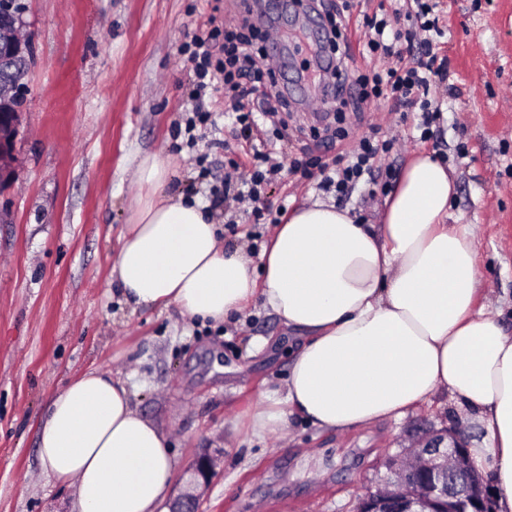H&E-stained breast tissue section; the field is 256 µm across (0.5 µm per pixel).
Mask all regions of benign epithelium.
Wrapping results in <instances>:
<instances>
[{
  "label": "benign epithelium",
  "instance_id": "obj_1",
  "mask_svg": "<svg viewBox=\"0 0 512 512\" xmlns=\"http://www.w3.org/2000/svg\"><path fill=\"white\" fill-rule=\"evenodd\" d=\"M26 12L24 0H0V66L7 71L26 56L25 46L11 34L15 20ZM1 105L8 109L0 110V188L14 178L12 161L26 89L10 77L0 78ZM387 469L386 477L357 495L354 512H492L491 498L459 430L424 434L391 458ZM214 476V459L204 451L190 469L189 484H208ZM169 512H198V495H179Z\"/></svg>",
  "mask_w": 512,
  "mask_h": 512
}]
</instances>
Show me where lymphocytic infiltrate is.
I'll return each instance as SVG.
<instances>
[{
    "label": "lymphocytic infiltrate",
    "mask_w": 512,
    "mask_h": 512,
    "mask_svg": "<svg viewBox=\"0 0 512 512\" xmlns=\"http://www.w3.org/2000/svg\"><path fill=\"white\" fill-rule=\"evenodd\" d=\"M354 7V0H326V39L332 52L359 54L370 68L358 72L356 93L345 94L342 82L333 81L329 84L330 96L343 110L384 98L396 106L420 111L419 139L424 143L434 140L441 108L432 90L447 82L448 66L438 61L434 52L442 31L432 0H407L404 18L408 26L402 30H390L385 15L363 16L364 36L355 46L344 36ZM258 16L247 2L232 19L211 25L181 44L180 53L192 65L190 96L196 102L184 119V132L187 146H194L192 132L211 120L201 99L216 81H223L224 95L233 102L231 117L247 145L245 160L240 163L231 159L218 167L207 156H196L199 177L212 183L211 207L230 210L249 202L255 223L275 225L278 216L260 207L259 201L282 165L274 159L268 142L258 136L257 127L261 119L288 111L289 105L277 91V66L266 51L267 44L277 40V30L271 24H259ZM406 55L411 58L407 65L402 62ZM396 144L393 138L379 143L360 138L346 161L323 171L321 188L334 192L340 203L347 202L358 187L364 188L368 199H375L378 192L389 189L394 176L392 166H376L375 160L390 154Z\"/></svg>",
    "instance_id": "f902f5d3"
}]
</instances>
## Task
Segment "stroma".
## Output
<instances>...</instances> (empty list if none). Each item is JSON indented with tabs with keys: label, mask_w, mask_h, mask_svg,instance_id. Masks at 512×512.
Returning a JSON list of instances; mask_svg holds the SVG:
<instances>
[{
	"label": "stroma",
	"mask_w": 512,
	"mask_h": 512,
	"mask_svg": "<svg viewBox=\"0 0 512 512\" xmlns=\"http://www.w3.org/2000/svg\"><path fill=\"white\" fill-rule=\"evenodd\" d=\"M237 0H27L35 62L16 142V177L0 188V512H71L73 492L44 475L37 437L50 399L99 366L112 369L135 408L171 440L173 493L202 451L216 475L198 488L199 512H353L356 497L385 472L390 455L430 429L462 425L445 392L399 420L350 431H320L299 415L287 436L253 437L251 413L282 387L300 339L260 305L240 320L202 323L177 307L125 303L112 273L126 218L144 191L134 171L159 152L176 170L167 192L202 198L191 153L173 150L172 131L189 109L190 63L179 46ZM452 89L437 140L413 141L417 111L380 99L331 149L334 165L378 126L399 137L389 158L402 173L414 152L448 156L455 172L453 212L472 225L487 303L512 334V0H440ZM213 125L197 131V153L221 163L243 156L225 127L223 93L206 98ZM465 144L466 157L455 155ZM319 174L282 171L262 202L295 209L320 197ZM234 222L225 245L258 259L272 235L243 211H213Z\"/></svg>",
	"instance_id": "1"
}]
</instances>
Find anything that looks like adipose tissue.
Masks as SVG:
<instances>
[{"label":"adipose tissue","instance_id":"1","mask_svg":"<svg viewBox=\"0 0 512 512\" xmlns=\"http://www.w3.org/2000/svg\"><path fill=\"white\" fill-rule=\"evenodd\" d=\"M170 168L159 154L139 162L147 193L112 271L132 306L174 305L219 324L258 297L299 334L282 388L256 409L254 435L283 431L294 414L324 431L399 419L443 389L467 412L468 454L496 512H512V335L478 303L479 251L470 225L451 221L448 164L417 152L375 224L330 201L304 203L276 225L258 268L224 246L199 199L161 197ZM37 448L43 472L73 487V512H167L168 437L108 370L52 398Z\"/></svg>","mask_w":512,"mask_h":512}]
</instances>
